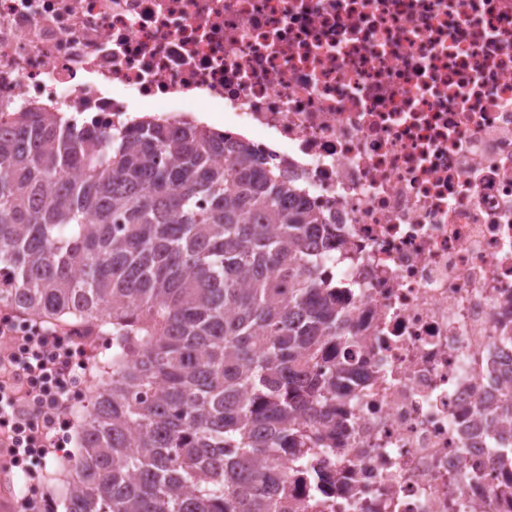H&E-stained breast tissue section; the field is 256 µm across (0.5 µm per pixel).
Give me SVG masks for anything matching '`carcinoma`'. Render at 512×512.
Returning <instances> with one entry per match:
<instances>
[{"instance_id":"1","label":"carcinoma","mask_w":512,"mask_h":512,"mask_svg":"<svg viewBox=\"0 0 512 512\" xmlns=\"http://www.w3.org/2000/svg\"><path fill=\"white\" fill-rule=\"evenodd\" d=\"M322 217L244 141L141 124L0 125V304L112 336V390L75 418L52 512H328L355 345L307 255Z\"/></svg>"}]
</instances>
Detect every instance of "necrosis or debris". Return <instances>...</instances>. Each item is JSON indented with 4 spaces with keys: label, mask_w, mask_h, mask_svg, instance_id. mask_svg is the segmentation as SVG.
I'll list each match as a JSON object with an SVG mask.
<instances>
[{
    "label": "necrosis or debris",
    "mask_w": 512,
    "mask_h": 512,
    "mask_svg": "<svg viewBox=\"0 0 512 512\" xmlns=\"http://www.w3.org/2000/svg\"><path fill=\"white\" fill-rule=\"evenodd\" d=\"M187 123L294 173L350 312L321 467L339 512H512V0H0V123ZM67 417L109 374L49 325ZM26 512L56 484L16 471Z\"/></svg>",
    "instance_id": "necrosis-or-debris-1"
}]
</instances>
